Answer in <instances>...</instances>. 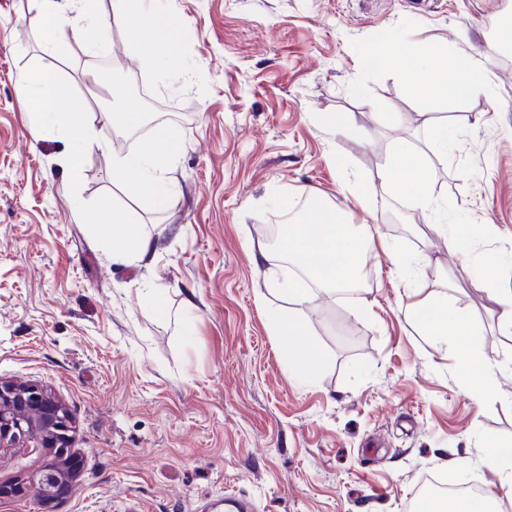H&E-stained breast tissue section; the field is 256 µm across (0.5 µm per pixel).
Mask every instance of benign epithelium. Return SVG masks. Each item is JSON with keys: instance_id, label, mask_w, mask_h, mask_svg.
<instances>
[{"instance_id": "benign-epithelium-1", "label": "benign epithelium", "mask_w": 512, "mask_h": 512, "mask_svg": "<svg viewBox=\"0 0 512 512\" xmlns=\"http://www.w3.org/2000/svg\"><path fill=\"white\" fill-rule=\"evenodd\" d=\"M70 416L60 400L38 384L14 385L0 381V449L15 448L34 440L51 448L31 485L44 499L56 496L72 478Z\"/></svg>"}]
</instances>
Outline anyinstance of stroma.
<instances>
[{
  "label": "stroma",
  "mask_w": 512,
  "mask_h": 512,
  "mask_svg": "<svg viewBox=\"0 0 512 512\" xmlns=\"http://www.w3.org/2000/svg\"><path fill=\"white\" fill-rule=\"evenodd\" d=\"M187 24L188 74L160 78L127 47L103 0L101 40L116 74L145 102L179 108L166 126L182 145L158 212L134 199L110 156L86 150L72 183L61 142L33 136L16 93L35 66L56 70L92 117L111 108L88 81L84 40L44 51L28 0H0V380L36 382L71 417L78 470L56 500L29 484L48 449L0 454V512H197L233 493L251 512H410L427 476L488 486L492 444L512 445V338L492 317L512 292V0H163ZM407 41L473 56L485 93L418 100L373 54ZM333 113L357 114L334 131ZM408 140L448 161L422 213L386 194L354 192ZM111 198L156 246L142 267L113 263L89 223ZM319 199L380 233L368 286L315 294L298 313L323 351L308 382L279 356L271 283L285 266L263 226L287 204ZM446 233L434 232V225ZM475 225L467 256L448 237ZM265 245L266 261L252 252ZM440 261L470 344L503 367L501 397L476 403L450 352L404 317ZM496 260L491 289L475 287ZM163 289L160 321L142 294Z\"/></svg>",
  "instance_id": "1"
}]
</instances>
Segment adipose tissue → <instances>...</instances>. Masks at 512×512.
<instances>
[{"mask_svg":"<svg viewBox=\"0 0 512 512\" xmlns=\"http://www.w3.org/2000/svg\"><path fill=\"white\" fill-rule=\"evenodd\" d=\"M102 0H29L40 20L39 38L46 52L58 54L66 47L68 31L88 36L87 48L98 54L100 47L90 35L102 31L107 17L122 19L126 40L146 64L162 61L169 70L182 69L178 47L185 35L182 21L160 7L158 0H112L111 15H104ZM377 62L390 68L418 99L443 98L465 100L486 89L483 67L470 57L448 53L447 49L420 47L403 43L381 51ZM17 94L28 118V127L38 137L56 138L68 144L66 164L72 180H79L85 150H108V131H133L143 123V114L134 105L122 83H112L109 93L112 109L102 120L85 112L78 100L65 94L58 74L36 66L17 81ZM182 152L181 142L163 126L142 139L135 152L113 154L112 169L136 198L147 201L154 210H165L173 188L163 171ZM435 163L408 142L395 143L388 159L377 169L366 188L376 192L410 197L415 206L429 210L435 205L431 186L437 179ZM92 228L110 248L113 263L138 266L155 255L153 240L130 224L125 211L110 201H101L95 211ZM281 247L289 257H309L307 278L283 270L274 283L289 303L300 305L310 300L313 289L338 292L355 286L368 253L375 247V236L368 225L351 224L335 211L311 207L302 223L289 227ZM435 293L414 298L405 307L406 319L423 335L449 346L460 368L467 372V390L478 402L499 392L501 368L496 359L483 350L464 343L470 332L465 317L456 312L443 290L448 287L446 272H437ZM272 326L279 338V356L291 378L310 379L322 362L320 349L305 341L306 327L300 315L277 312ZM488 464L497 472L498 481L479 495L455 502L451 512H499L503 503H512V448L493 446L486 450Z\"/></svg>","mask_w":512,"mask_h":512,"instance_id":"ef3b65f1","label":"adipose tissue"}]
</instances>
